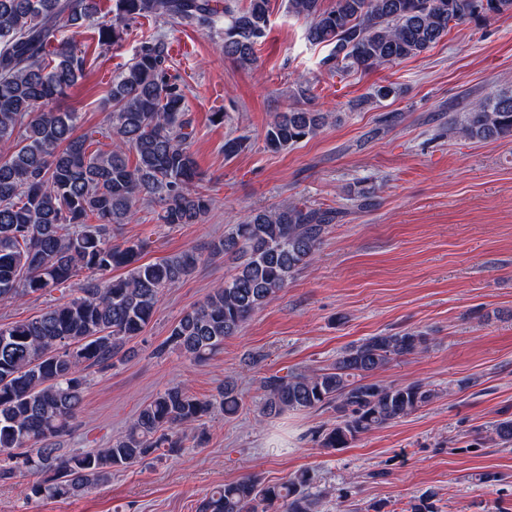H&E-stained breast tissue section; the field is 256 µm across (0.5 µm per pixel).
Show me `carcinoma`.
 <instances>
[{"label":"carcinoma","mask_w":512,"mask_h":512,"mask_svg":"<svg viewBox=\"0 0 512 512\" xmlns=\"http://www.w3.org/2000/svg\"><path fill=\"white\" fill-rule=\"evenodd\" d=\"M269 0H114L113 23L97 22L93 0H0V303L26 298L88 272L78 295L39 316L0 325V481L26 471L39 476L33 497L74 498L107 483L112 471L163 450L182 447L178 427L217 407L234 416L244 408L233 380L202 400L172 386L144 404L126 433L107 448L64 455L67 432L87 384L84 371L109 367L150 322L163 291L199 262L183 251L141 262L143 245L112 241L141 201H158L163 224H197L212 198L202 187L189 149L193 132L185 96L168 74L162 40L151 37L128 67L112 78L107 122L110 148L91 149L94 132L78 133V113L54 104L84 75L85 56L61 34L88 27L103 45L118 43L127 26L165 15L179 25L224 34V55L241 67L256 63V45L270 26ZM306 21L305 38L330 47L324 64L350 75L417 56L448 35L450 24L474 16L512 13V0H288ZM54 59L47 62L48 47ZM296 105L265 130L266 148L290 149L311 139L330 115L311 106L308 81L297 84ZM448 132L478 140L512 138V95H489L448 121ZM338 211L290 203L255 209L210 246L235 261L234 273L205 302L186 312L160 345L205 361L271 302L296 271L315 257ZM127 269L112 275V270ZM418 331L378 334L346 347L329 368L260 380L263 416L332 407L336 420L316 432L321 448L340 450L362 435L429 405L438 392L420 381L380 378L388 364L419 353ZM512 445V419L488 435ZM309 471L280 484L250 474L213 491L198 512H316Z\"/></svg>","instance_id":"obj_1"}]
</instances>
